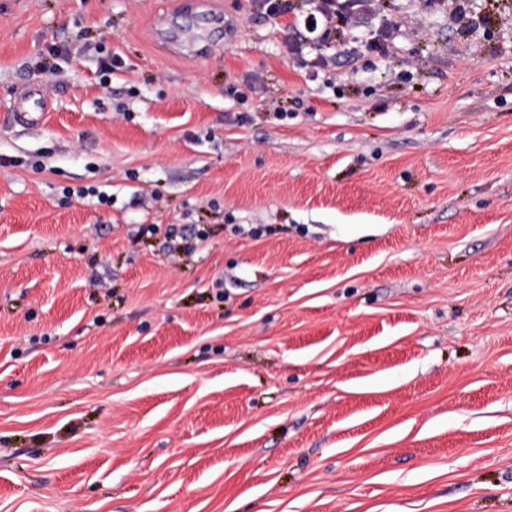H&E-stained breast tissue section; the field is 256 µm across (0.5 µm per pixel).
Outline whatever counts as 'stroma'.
I'll return each instance as SVG.
<instances>
[{"instance_id": "obj_1", "label": "stroma", "mask_w": 512, "mask_h": 512, "mask_svg": "<svg viewBox=\"0 0 512 512\" xmlns=\"http://www.w3.org/2000/svg\"><path fill=\"white\" fill-rule=\"evenodd\" d=\"M287 6L0 0V512H512V0ZM320 2L318 12L324 22V34L330 35L333 27L336 29V19L343 20L347 24L350 14L358 8L371 13L375 0H321ZM50 98L43 89L28 91L25 95L18 112L15 116L18 119L28 118V120L40 122L45 116V112L50 111Z\"/></svg>"}]
</instances>
